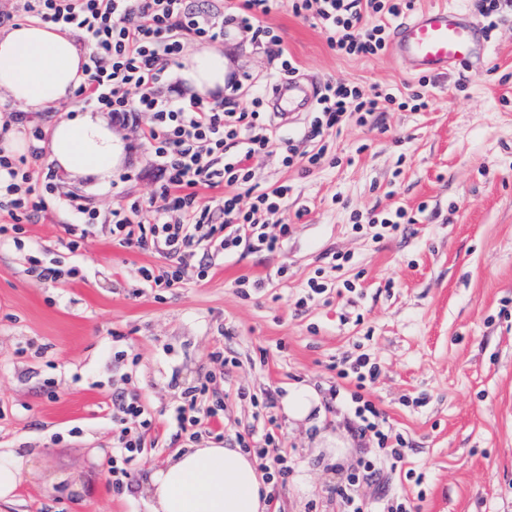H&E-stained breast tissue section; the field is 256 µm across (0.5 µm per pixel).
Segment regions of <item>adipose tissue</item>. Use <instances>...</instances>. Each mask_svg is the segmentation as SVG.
<instances>
[{
	"label": "adipose tissue",
	"instance_id": "adipose-tissue-1",
	"mask_svg": "<svg viewBox=\"0 0 512 512\" xmlns=\"http://www.w3.org/2000/svg\"><path fill=\"white\" fill-rule=\"evenodd\" d=\"M86 54L72 34L43 22L17 24L0 32V100L43 112L68 102L84 81ZM190 94L210 98L229 83L223 49H196L180 70ZM48 160L61 174L91 177L108 190L126 155L124 141L100 116L55 120L46 130ZM289 418L318 424L323 407L306 384L281 399ZM35 475L31 458L0 448V502H12L18 487ZM149 512H267V492L256 459L241 448L210 444L186 448L153 469L143 486Z\"/></svg>",
	"mask_w": 512,
	"mask_h": 512
}]
</instances>
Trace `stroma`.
I'll return each mask as SVG.
<instances>
[{
	"label": "stroma",
	"mask_w": 512,
	"mask_h": 512,
	"mask_svg": "<svg viewBox=\"0 0 512 512\" xmlns=\"http://www.w3.org/2000/svg\"><path fill=\"white\" fill-rule=\"evenodd\" d=\"M283 37L297 75L405 89L419 76L393 53L342 59L311 22L280 7L267 18ZM480 68L434 77L421 112L392 109L378 129L347 124L337 139L341 162L305 171L278 154L251 159L260 184L288 183L285 220L293 231L273 253L218 261L205 281L157 297L136 289L137 271L164 256L114 244L113 208L149 201L156 162L137 128L113 123L127 157L101 192L93 180L56 176L60 194L96 208L99 224L82 248L62 244L69 212L54 208L25 225L23 247L0 246V445L32 456L37 474L0 512H148L141 496L151 469L181 446L164 417L185 388L208 373L227 389L282 397L304 382L327 396L331 363L360 351L381 373L371 398L406 439L409 468L383 471L361 485L374 504L407 492L414 512H512V11ZM238 63L242 93L262 84L265 54L245 40L225 41ZM404 207L405 232L374 240L352 228L354 213ZM350 255L356 293L342 292L327 258ZM75 268L65 283L39 280L30 257ZM323 271L327 300L293 306L306 281ZM264 280L263 293L238 294L237 282ZM358 309L363 320L349 319ZM223 349L236 367L222 371ZM117 392L140 394L158 421L157 444L143 450L128 488H112V416ZM280 438L296 456L278 489V512H339L330 496L367 454L334 412L327 432L346 443L343 457L318 447L317 427L279 414Z\"/></svg>",
	"instance_id": "1"
}]
</instances>
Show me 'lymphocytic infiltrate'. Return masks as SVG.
I'll return each instance as SVG.
<instances>
[{"instance_id": "obj_1", "label": "lymphocytic infiltrate", "mask_w": 512, "mask_h": 512, "mask_svg": "<svg viewBox=\"0 0 512 512\" xmlns=\"http://www.w3.org/2000/svg\"><path fill=\"white\" fill-rule=\"evenodd\" d=\"M284 3L295 16L311 21L329 48L343 58L385 53L394 23L414 8V0H227L219 24L192 13L186 0H20L17 13L0 12V25L20 15L66 27L90 46L87 79L76 91L84 106L122 122L146 116L139 136L159 164L160 183L147 205L113 209L110 226L116 244L160 253L168 260L159 270L141 267L138 287L158 292L180 287L190 260L200 255L226 258L273 252L287 242L290 224L274 223L273 218L287 206L290 188L284 183L259 185L246 165L251 157L276 151L284 167L315 168L334 162L333 135L345 123L365 126L394 107L413 111L428 107L431 81L427 78L405 95L390 88L367 93L357 84L329 80L307 122L297 133L284 134L272 122L268 102L275 87L292 78L298 67L280 35L266 22ZM228 26L268 57V83L245 102L233 94L215 103L182 93L164 94V87L171 84V67L187 42L218 40ZM53 179V171L33 175L25 158L0 148V215L5 218L0 244L18 231L20 222L38 223L53 202L73 216L64 227L69 251L78 250L92 234L96 211L76 196L54 197ZM220 185L224 195L200 203L198 188ZM245 194L251 198L246 208L240 205ZM335 369L331 398L346 406L353 438L374 441L379 453L360 460L333 493L341 512H370L358 488L382 468L401 465L405 440L370 398L379 366L369 354L344 358ZM233 395L255 405L261 420L259 427L237 433L236 443L257 458L266 483L277 489L286 483L295 459L275 432L274 397L260 398L241 387ZM111 412L112 485L120 489L127 485L130 467L154 423L135 393L113 396ZM223 419L224 399L211 394L205 380L185 393L166 424L193 445L205 437L223 439L219 427Z\"/></svg>"}]
</instances>
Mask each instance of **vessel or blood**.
I'll return each mask as SVG.
<instances>
[{
  "label": "vessel or blood",
  "mask_w": 512,
  "mask_h": 512,
  "mask_svg": "<svg viewBox=\"0 0 512 512\" xmlns=\"http://www.w3.org/2000/svg\"><path fill=\"white\" fill-rule=\"evenodd\" d=\"M392 47L395 56L408 62L417 74L445 72L490 55L482 24L455 5L424 10L401 22L393 31ZM272 100L283 119L311 109L315 102L307 87L297 80L278 86Z\"/></svg>",
  "instance_id": "obj_1"
}]
</instances>
